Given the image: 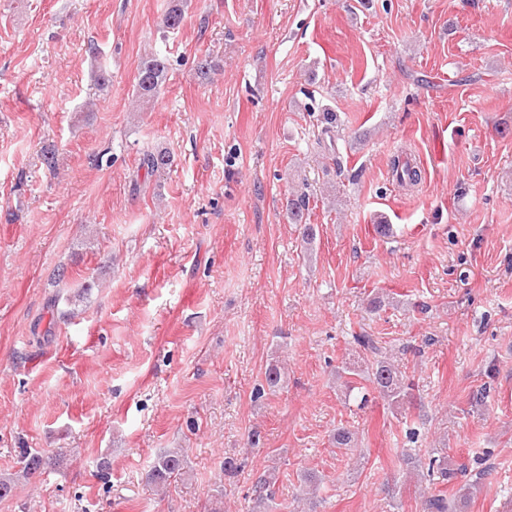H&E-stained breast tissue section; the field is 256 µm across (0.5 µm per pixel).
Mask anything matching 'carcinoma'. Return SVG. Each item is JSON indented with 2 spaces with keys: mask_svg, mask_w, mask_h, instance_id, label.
<instances>
[{
  "mask_svg": "<svg viewBox=\"0 0 512 512\" xmlns=\"http://www.w3.org/2000/svg\"><path fill=\"white\" fill-rule=\"evenodd\" d=\"M184 17V5L174 3L168 7L162 18L163 28L176 30L180 27ZM166 59L157 54H148L143 57L138 65L136 82L133 86L132 96L141 105H147L154 101L163 86L167 76ZM220 70V64L208 56L198 60L196 74L202 81H210L212 75ZM323 127L319 144L329 153L336 152V139L334 128L336 125V113L330 109L322 110L320 118ZM172 164L170 153L164 149L145 151L140 161L146 174L153 176L164 171ZM392 174L402 185H415L421 179L420 170L410 162L393 159ZM288 220L298 226L302 240L309 244L316 236L314 225L307 223L306 215L309 214V200L306 193H296L288 198ZM354 342L364 352L361 362H354L342 369V374L357 376L367 381L379 395L393 403L404 399L408 394L409 385L406 384V372L397 363L396 357L387 356L381 352L377 341L371 336L359 335L354 337ZM187 473L186 460L182 452L166 450L156 457L146 478L148 482L157 488H165L184 477ZM478 480H473L468 487L463 489L453 501L441 494H432L423 500V512H464L469 502V496Z\"/></svg>",
  "mask_w": 512,
  "mask_h": 512,
  "instance_id": "carcinoma-1",
  "label": "carcinoma"
}]
</instances>
